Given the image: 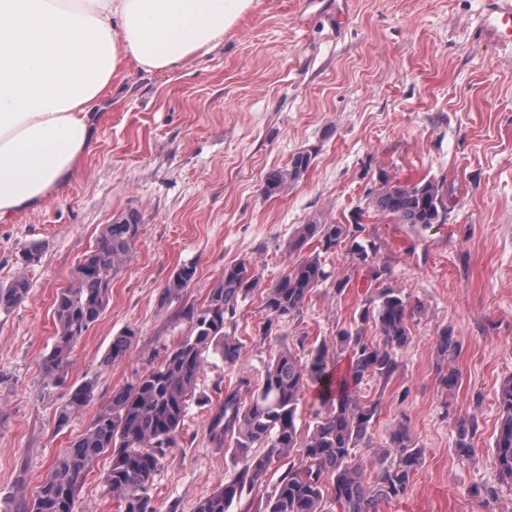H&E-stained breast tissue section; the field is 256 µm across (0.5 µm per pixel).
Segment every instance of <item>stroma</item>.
<instances>
[{"mask_svg": "<svg viewBox=\"0 0 512 512\" xmlns=\"http://www.w3.org/2000/svg\"><path fill=\"white\" fill-rule=\"evenodd\" d=\"M254 0L208 53L169 70L131 68L98 109L97 136L80 171L40 208L0 223V283L24 277L29 291L0 314V501L21 507L56 459L111 401L112 392L157 367L188 336L184 313L202 305L227 265L251 263L265 282L286 272L295 227L354 225L371 241L370 266L346 247L326 254L334 281L300 316L260 335V295L232 320L236 366L209 356L183 429L154 479L155 512H194L199 500L238 471L234 450L208 435L209 402L240 379L258 383L278 351L306 358L335 342L364 303L386 288L414 311L408 343L388 380L370 379L359 398L380 404L360 453L371 459L403 426L422 465L407 493L381 512H512V484L494 464L496 395L512 377V40L485 25L490 0ZM300 152L305 176L268 198L269 170ZM444 184L446 221L422 231L374 212L381 176ZM141 224L109 305L77 345L69 380L96 381L92 403L64 430L55 409L67 385L45 387L43 359L55 334L53 300L69 287L103 227L128 210ZM35 258L23 261L26 250ZM197 272L180 298L163 301L174 269ZM452 328L460 344L454 390L439 381L436 338ZM137 340L105 362L117 333ZM474 425V457L461 461L457 426ZM110 466L100 457L84 478L81 512H118L103 492Z\"/></svg>", "mask_w": 512, "mask_h": 512, "instance_id": "obj_1", "label": "stroma"}]
</instances>
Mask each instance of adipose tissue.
Masks as SVG:
<instances>
[{
	"label": "adipose tissue",
	"mask_w": 512,
	"mask_h": 512,
	"mask_svg": "<svg viewBox=\"0 0 512 512\" xmlns=\"http://www.w3.org/2000/svg\"><path fill=\"white\" fill-rule=\"evenodd\" d=\"M254 0H0V223L78 172L95 110L129 66L207 53Z\"/></svg>",
	"instance_id": "adipose-tissue-1"
}]
</instances>
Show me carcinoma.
Masks as SVG:
<instances>
[{"label":"carcinoma","mask_w":512,"mask_h":512,"mask_svg":"<svg viewBox=\"0 0 512 512\" xmlns=\"http://www.w3.org/2000/svg\"><path fill=\"white\" fill-rule=\"evenodd\" d=\"M311 163V154L298 153L288 167L270 170L263 194L269 198L284 193ZM371 204L378 214L424 231L445 223L443 184L433 179L400 185L384 176ZM140 229L134 211L105 225L94 250L78 264L74 284L56 294L55 336L43 362L44 386L64 383L72 354L107 308L112 278L129 261ZM345 241L350 242V253L357 263L370 262V246L351 237L346 225L310 223L298 225L289 239L288 250L299 258L277 282L264 284L244 261L224 267V277L210 291L208 300L186 311L190 334L166 349L152 371L112 392L108 410L69 442L35 498L16 512H78L80 484L104 454L110 455L111 466L102 477V485L105 494L118 503L119 512H154L150 495L154 477L167 449L182 431L205 355H218L230 366L240 359L235 337L225 330L227 317L234 315L240 302L258 292L267 311L260 332L272 335L281 324L299 315L306 300L331 278L320 254ZM310 244L313 251L302 255ZM195 275L193 262L177 267L162 300L180 297ZM28 288L23 278L0 284V314L10 313ZM410 320L407 296L386 288L377 301L362 309L355 328H343L336 334V348L350 355L349 371L343 377L335 376L334 360L323 342L304 360L288 350L279 351L267 363L261 382L249 389L247 400L240 391V386L250 385L246 379L224 389V398L211 411L208 433L218 444L235 442L241 468L235 478L200 500L194 512H230L244 491L263 482L277 465L284 471L273 492L258 504L257 512H379L382 502L402 497L419 466L422 450L406 430L395 433L392 445L378 459L376 488L370 489L365 481V463L356 449L367 437L379 403L360 402L357 390L368 376L386 380L392 375L396 349L410 336ZM366 325L375 327L382 340L368 339L364 335ZM135 340L132 328L112 337L107 360L125 358ZM438 352L448 363L440 381L451 389L459 382L452 330L446 329L438 337ZM309 387L317 388L322 411L315 414L313 427L303 429L298 425L297 410L302 393ZM93 398V380L71 386L57 407V427L67 426ZM497 402L500 417L495 463L499 476L512 482V378L501 385ZM473 433L474 428L467 423L459 425L455 447L463 460L473 457ZM257 444L263 451H251Z\"/></svg>","instance_id":"obj_1"}]
</instances>
